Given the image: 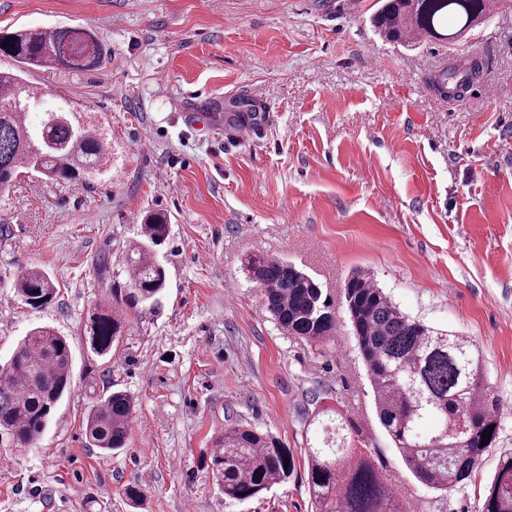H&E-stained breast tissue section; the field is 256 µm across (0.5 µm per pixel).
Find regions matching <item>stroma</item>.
Returning <instances> with one entry per match:
<instances>
[{
    "label": "stroma",
    "instance_id": "1",
    "mask_svg": "<svg viewBox=\"0 0 512 512\" xmlns=\"http://www.w3.org/2000/svg\"><path fill=\"white\" fill-rule=\"evenodd\" d=\"M378 0H0V32L92 28V70L34 69L46 103L65 98L112 140L93 187L19 178L0 193V364L37 326L65 336L72 388L29 448L0 440V512H312L304 448L318 406L340 409L409 512H480L512 452V12L468 38L387 42ZM482 54L494 94L441 97L449 58ZM262 113L232 138L231 115ZM149 211L167 213L156 251L167 288L102 358L86 324L129 281L126 254ZM279 256L334 299L370 272L409 316L467 336L501 401V429L471 477L427 490L377 419L346 313L327 354L287 335L245 275ZM46 269L55 301L34 309L14 283ZM121 390L127 448L89 445L92 405ZM252 425L295 458L262 497L226 500L209 467L225 425ZM142 496L131 501L130 488Z\"/></svg>",
    "mask_w": 512,
    "mask_h": 512
}]
</instances>
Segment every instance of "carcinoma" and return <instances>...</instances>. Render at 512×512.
I'll return each mask as SVG.
<instances>
[{"mask_svg": "<svg viewBox=\"0 0 512 512\" xmlns=\"http://www.w3.org/2000/svg\"><path fill=\"white\" fill-rule=\"evenodd\" d=\"M491 17L486 0H385L371 25L387 41L414 38L448 44ZM0 104L18 98L43 102L44 93L23 78L29 67L91 70L104 61L93 30L81 26L21 29L0 35ZM482 61L453 59L434 77L444 94L463 90L480 77ZM20 105L0 111V192L21 176L89 187L111 171L107 133L60 104L43 112L38 126ZM164 213L145 217L143 239L128 251L131 274L126 293L96 305L87 324L90 347L99 357L112 355L130 315L158 304L166 273L153 248L169 235ZM245 269L263 292L264 307L288 335L323 350L336 330V302L294 264L253 255ZM15 288L22 301L40 308L51 304L56 286L47 271L30 267ZM344 307L367 368L380 424L406 467L424 487L448 492L467 480L497 441L499 402L485 382L482 359L465 336L437 330L413 319L365 271L347 278ZM71 390V353L67 340L45 326L32 329L10 359L0 365V434L15 448H28L44 433L50 417ZM133 415L132 398L115 391L87 415L88 443L105 452L126 447ZM309 425L307 486L313 512H407L362 441L355 439L343 413L319 409ZM490 433V440L481 439ZM210 464L224 498L246 501L270 491L294 472V459L272 435L235 421L224 426ZM482 512H512V453L500 460Z\"/></svg>", "mask_w": 512, "mask_h": 512, "instance_id": "carcinoma-1", "label": "carcinoma"}]
</instances>
